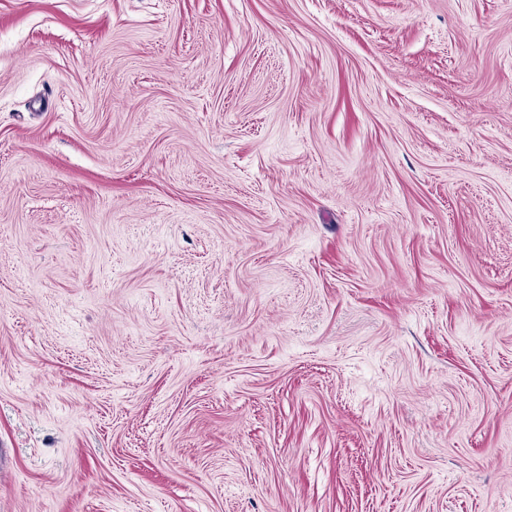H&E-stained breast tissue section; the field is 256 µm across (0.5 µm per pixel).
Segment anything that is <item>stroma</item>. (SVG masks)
<instances>
[{
	"label": "stroma",
	"mask_w": 512,
	"mask_h": 512,
	"mask_svg": "<svg viewBox=\"0 0 512 512\" xmlns=\"http://www.w3.org/2000/svg\"><path fill=\"white\" fill-rule=\"evenodd\" d=\"M0 512H512V0H0Z\"/></svg>",
	"instance_id": "1"
}]
</instances>
